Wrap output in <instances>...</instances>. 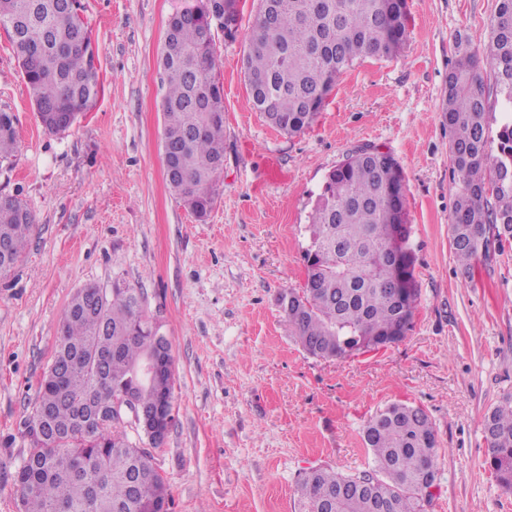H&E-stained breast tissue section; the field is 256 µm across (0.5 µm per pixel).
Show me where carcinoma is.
Masks as SVG:
<instances>
[{
  "label": "carcinoma",
  "mask_w": 512,
  "mask_h": 512,
  "mask_svg": "<svg viewBox=\"0 0 512 512\" xmlns=\"http://www.w3.org/2000/svg\"><path fill=\"white\" fill-rule=\"evenodd\" d=\"M238 0H206L172 15L161 64L163 162L173 171L169 189L199 221L218 195L224 160V88L214 40L204 38L208 17ZM80 0H0V24L10 37L29 96L43 129L68 132L98 97V70L81 34ZM409 40L406 0H260L248 34L245 78L254 109L280 132L297 135L312 126L337 77L361 57L390 58ZM485 69H480L478 62ZM463 47L448 74L444 117L458 182L449 225L451 246L464 274L488 246L486 233L512 239V0H498L492 35L482 60ZM504 121L492 132L493 114ZM18 148L16 117L0 109V165ZM404 176L388 152L370 145L346 156L325 177L307 225L304 287L278 297L283 317L309 355L350 357L378 344L401 342L412 324L419 290L403 302L393 297L395 276L390 229L408 223L407 197L394 198ZM35 217L18 197L0 199V242L14 267ZM152 319L140 295L118 284L78 288L62 312L54 360L61 382L47 371L27 431L41 422L43 438L14 476L19 512H167L169 487L151 451L108 421L125 387L140 388L145 405L173 397L172 374L141 380L152 345ZM489 464L512 491V394L484 418ZM371 456L356 474L315 468L296 487L299 512H426L438 480V439L420 406L392 403L363 430Z\"/></svg>",
  "instance_id": "1"
}]
</instances>
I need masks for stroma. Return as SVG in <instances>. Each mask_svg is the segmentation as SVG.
Returning a JSON list of instances; mask_svg holds the SVG:
<instances>
[{
	"label": "stroma",
	"mask_w": 512,
	"mask_h": 512,
	"mask_svg": "<svg viewBox=\"0 0 512 512\" xmlns=\"http://www.w3.org/2000/svg\"><path fill=\"white\" fill-rule=\"evenodd\" d=\"M104 91L66 133L41 127L0 29V109L18 153L0 195L36 223L0 277V512H18L26 423L72 294L94 282L140 293L171 345L174 422L154 463L169 512H295L307 468L367 469L366 421L422 406L437 430L428 512H512L487 465V411L512 393V242L490 241L471 275L450 245L456 178L444 120L461 47L491 36L497 0H407L410 38L338 79L314 124L288 136L251 102L244 76L258 0L236 34L216 32L224 84V169L206 221L171 194L163 164L161 52L170 16L200 0H82ZM400 163L419 288L412 328L380 351L322 360L284 322L280 292L305 283L306 226L325 175L358 147Z\"/></svg>",
	"instance_id": "obj_1"
}]
</instances>
